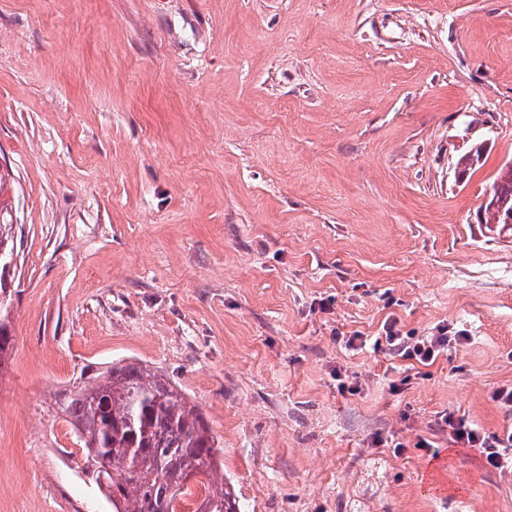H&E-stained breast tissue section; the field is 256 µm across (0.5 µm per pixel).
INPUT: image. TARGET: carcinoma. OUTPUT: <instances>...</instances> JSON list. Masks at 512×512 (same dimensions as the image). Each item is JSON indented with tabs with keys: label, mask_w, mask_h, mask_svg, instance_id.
<instances>
[{
	"label": "carcinoma",
	"mask_w": 512,
	"mask_h": 512,
	"mask_svg": "<svg viewBox=\"0 0 512 512\" xmlns=\"http://www.w3.org/2000/svg\"><path fill=\"white\" fill-rule=\"evenodd\" d=\"M493 204L484 207L486 228L512 235V177L497 175ZM12 211L0 206V252L15 254ZM0 267V336L12 291ZM87 465L103 477L112 512H171L174 500L192 512H242L226 478H218L221 450L201 409L160 373L138 362H113L60 399ZM194 475L196 486L187 482Z\"/></svg>",
	"instance_id": "carcinoma-1"
}]
</instances>
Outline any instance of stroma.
I'll return each instance as SVG.
<instances>
[{"label":"stroma","mask_w":512,"mask_h":512,"mask_svg":"<svg viewBox=\"0 0 512 512\" xmlns=\"http://www.w3.org/2000/svg\"><path fill=\"white\" fill-rule=\"evenodd\" d=\"M509 162L512 0H0V512H112L58 400L119 360L199 406L245 512H512L429 428L512 421V236L480 222ZM391 315L470 341L395 394L336 340ZM15 225L12 210L2 207L0 201V252L15 255ZM9 276L10 272L5 271L0 265V336H2V338L9 336V343H11L12 336L9 334L8 324L6 322V313L8 312L12 298V291L9 290V287L13 279L10 278L8 280Z\"/></svg>","instance_id":"1"}]
</instances>
